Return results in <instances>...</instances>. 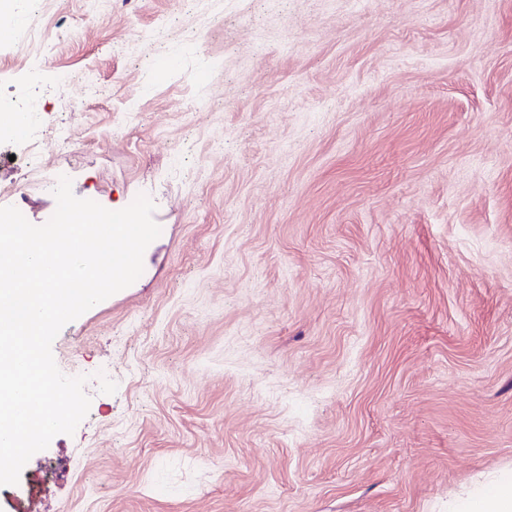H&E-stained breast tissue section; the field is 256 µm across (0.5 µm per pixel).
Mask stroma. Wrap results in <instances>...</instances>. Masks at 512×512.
<instances>
[{
  "mask_svg": "<svg viewBox=\"0 0 512 512\" xmlns=\"http://www.w3.org/2000/svg\"><path fill=\"white\" fill-rule=\"evenodd\" d=\"M5 19L0 98L45 103L42 172L110 210L147 194L165 231L56 337L90 409L0 512H448L512 469V0H16ZM26 156L0 141V207L43 224Z\"/></svg>",
  "mask_w": 512,
  "mask_h": 512,
  "instance_id": "1",
  "label": "stroma"
}]
</instances>
